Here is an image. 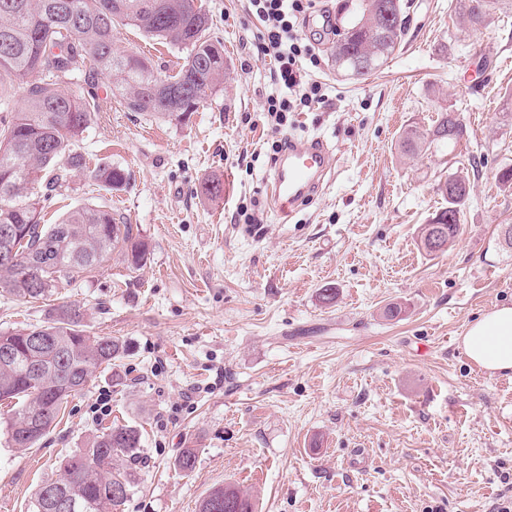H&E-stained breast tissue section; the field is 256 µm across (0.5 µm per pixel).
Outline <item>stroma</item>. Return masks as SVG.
I'll return each instance as SVG.
<instances>
[{
  "mask_svg": "<svg viewBox=\"0 0 512 512\" xmlns=\"http://www.w3.org/2000/svg\"><path fill=\"white\" fill-rule=\"evenodd\" d=\"M202 3L224 45L223 90L177 124L125 111L99 77L102 110L78 149L128 181L106 193L77 174L42 212L52 224L80 205L112 208L147 243L142 264L116 256L45 299L0 296V332L73 304L85 330L126 345L33 448H12L0 429V512H33L63 459L116 425L143 440L122 512H197L227 483L257 512H512V378L459 345L469 323L512 305V189L494 176L512 166V12L464 33L450 0H410L400 43L363 77L336 66L330 27L300 23L329 99L276 131L262 116L272 65L257 53L259 22L244 0ZM118 46L164 75L186 55L130 27ZM447 107L467 137L401 156L404 131ZM288 138L324 139L337 164L311 203L281 216L267 182L272 145ZM480 155L459 236L427 254L419 235L445 205L439 181ZM207 180L222 183L219 197L200 194ZM249 198L260 223L238 218ZM326 287L334 303L320 300ZM393 303L403 312L386 318ZM188 446L187 474L176 460Z\"/></svg>",
  "mask_w": 512,
  "mask_h": 512,
  "instance_id": "obj_1",
  "label": "stroma"
}]
</instances>
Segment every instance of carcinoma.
I'll return each instance as SVG.
<instances>
[{
  "instance_id": "carcinoma-1",
  "label": "carcinoma",
  "mask_w": 512,
  "mask_h": 512,
  "mask_svg": "<svg viewBox=\"0 0 512 512\" xmlns=\"http://www.w3.org/2000/svg\"><path fill=\"white\" fill-rule=\"evenodd\" d=\"M391 0H362L359 17L347 24V41L330 47L336 66L355 76L381 67L400 42L406 21L398 4L390 28H385L386 4ZM501 0H455V13L465 27L491 24ZM208 14L197 0H0V228L14 225L15 262H0V291L23 300L51 294L62 281L72 283L112 259L116 252L138 267L146 243L124 216L101 206L84 205L57 224H43L48 196L37 188L43 179L51 186L87 169L76 143L92 128L100 111L97 96L80 93L93 87L98 76L108 78L109 91L128 112H152L179 124L189 120L226 80L224 45L207 36ZM135 27L144 35L179 45L187 55L174 75L161 77L150 60L115 48L117 34ZM24 90L25 106L11 107L15 87ZM453 124L467 133L460 113L445 108L435 125ZM434 129H412L399 143L400 153L412 156L439 140ZM105 191L127 182L124 169L100 164L91 171ZM463 192L453 196L438 187L448 206L441 217H452L448 238L460 232L461 206L469 198V178ZM53 247L55 262L40 269V287L29 281L27 260L45 246ZM43 337L41 373L31 375V337ZM14 359L0 363V402L17 406L7 424L9 440L17 448L35 444L56 423L68 397L83 390L102 365H110L125 345L110 336H93L81 329L80 311L62 305L41 324L0 333ZM142 438L132 426L109 427L87 447L64 460L63 474L43 485L35 501L78 499L85 512H110L125 504L130 491L131 465L141 460ZM129 463L114 467L115 459ZM124 488L118 497L114 489ZM199 512H255L251 499L227 484L205 496Z\"/></svg>"
}]
</instances>
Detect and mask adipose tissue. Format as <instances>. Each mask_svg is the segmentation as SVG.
<instances>
[{
    "instance_id": "adipose-tissue-1",
    "label": "adipose tissue",
    "mask_w": 512,
    "mask_h": 512,
    "mask_svg": "<svg viewBox=\"0 0 512 512\" xmlns=\"http://www.w3.org/2000/svg\"><path fill=\"white\" fill-rule=\"evenodd\" d=\"M462 347L478 367L491 373H512V307H497L470 323Z\"/></svg>"
}]
</instances>
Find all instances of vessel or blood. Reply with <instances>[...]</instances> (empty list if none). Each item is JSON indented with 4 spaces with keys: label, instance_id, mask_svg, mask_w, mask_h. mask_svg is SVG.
<instances>
[{
    "label": "vessel or blood",
    "instance_id": "vessel-or-blood-1",
    "mask_svg": "<svg viewBox=\"0 0 512 512\" xmlns=\"http://www.w3.org/2000/svg\"><path fill=\"white\" fill-rule=\"evenodd\" d=\"M335 163V156L321 140L289 141L277 158L271 182L270 198L283 211L313 197Z\"/></svg>",
    "mask_w": 512,
    "mask_h": 512
}]
</instances>
